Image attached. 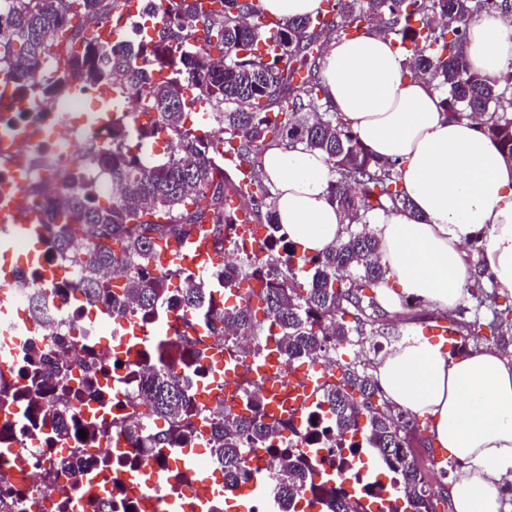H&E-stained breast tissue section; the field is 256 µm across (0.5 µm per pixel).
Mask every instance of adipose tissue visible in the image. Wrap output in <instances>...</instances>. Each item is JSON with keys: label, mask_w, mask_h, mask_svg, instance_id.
I'll use <instances>...</instances> for the list:
<instances>
[{"label": "adipose tissue", "mask_w": 512, "mask_h": 512, "mask_svg": "<svg viewBox=\"0 0 512 512\" xmlns=\"http://www.w3.org/2000/svg\"><path fill=\"white\" fill-rule=\"evenodd\" d=\"M471 70L512 74V19L486 14L469 28ZM331 106L360 141L392 164L411 206L375 212L386 275L376 299L452 312L464 306L474 270L466 249L483 248L488 277L512 292V160L472 119L449 120L441 96L411 76L407 56L380 35L332 39L321 59ZM260 176L275 193L276 218L304 253L342 236L344 213L329 199L326 155L287 142L268 148ZM372 377L395 408L426 419L438 446L462 465L449 494L453 512H506L503 478L512 473V359L496 347L451 357L442 343L407 336L376 362Z\"/></svg>", "instance_id": "1"}]
</instances>
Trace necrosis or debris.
I'll return each mask as SVG.
<instances>
[{
    "mask_svg": "<svg viewBox=\"0 0 512 512\" xmlns=\"http://www.w3.org/2000/svg\"><path fill=\"white\" fill-rule=\"evenodd\" d=\"M28 95L17 92L0 99V186L12 185L18 210H25L31 187L48 192L64 189L66 176L74 171L85 178H99L93 155L107 140L103 127L87 128L85 116L62 114L60 97L41 99L38 108H29ZM24 181H17V174ZM83 258L73 255L59 258L51 249H43L38 260H16L14 270L26 280V287H6L13 305L23 314L21 321L0 324V391L13 395L10 406H0V498L10 501V512H98L94 491L77 473L79 453L99 457L105 463L100 473L112 492L114 512H144L142 502L151 471L165 473L168 480L155 496L156 512H169L173 503H186L198 496L206 498V512H225L228 493L255 488L248 512H297L283 505L275 487L276 461L265 449L246 452L245 474L236 486L226 488L224 466L207 451L210 430L204 425L208 412L224 407L233 412L266 401L267 387L287 391L296 380L289 365L279 372L257 378L255 370L238 367L232 380L216 378L215 336H206L211 347L207 358L183 369L178 355L165 356L164 362L189 386L193 418L198 430L183 443L169 448H153L149 441L154 423L145 416L142 396L143 371L150 360L143 348H158L161 341H172L173 327L183 325L190 314L185 308L166 301L152 322L141 320L133 310L123 315L112 313L105 305L84 308L71 302L61 285H75ZM42 295L50 314L46 321L32 318L29 307L33 295ZM139 332V350L124 345L129 329ZM72 344L67 356L79 365L86 353H94L106 369L112 411L121 415L119 424L92 441H54L51 427L34 423L23 411L20 367L29 349L39 346L56 353L61 337ZM292 421L284 431V447L302 451L311 484H321L323 476H343L345 489L360 488L368 497L385 496L387 483H376L361 448L331 445L325 415L317 404L302 410L288 409L279 416L265 415V422ZM207 471L213 478L210 488L199 485L197 474Z\"/></svg>",
    "mask_w": 512,
    "mask_h": 512,
    "instance_id": "obj_1",
    "label": "necrosis or debris"
}]
</instances>
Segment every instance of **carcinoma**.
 I'll list each match as a JSON object with an SVG mask.
<instances>
[{"label": "carcinoma", "instance_id": "carcinoma-1", "mask_svg": "<svg viewBox=\"0 0 512 512\" xmlns=\"http://www.w3.org/2000/svg\"><path fill=\"white\" fill-rule=\"evenodd\" d=\"M165 2L159 14L154 8L146 11L159 26L155 36H148L142 24L137 44L114 48L85 37V31L121 18L118 0H0L6 13L0 20V65H9L6 74L16 90L50 96L73 84L110 89L123 81L140 93L141 109L155 114L150 134L168 136L170 160H146L124 112L125 97L112 99L102 108L112 112L105 123L110 144L96 156L97 167L112 177V197L99 194L95 181L78 171L70 177L69 191L52 195L35 189L30 194V209L53 229L55 249L86 254L84 273L72 292L88 306L105 304L118 315L135 308L145 318L163 296L175 293L192 312L175 342L185 351L182 361L188 366L204 357L191 350V332L200 326L224 337L226 347L234 345L232 333L271 336L290 364L337 368L341 378L323 389L319 406L327 408L337 440L367 448L387 468L394 492L375 500L377 512H430L422 477L405 457L411 448L409 422L383 398V410L365 408L380 392L373 377L357 367L354 347L364 342L351 340L376 323V299L365 289L385 275L377 258L379 242L367 231L369 214L407 208L409 199L392 166L374 157L344 116L322 102L321 49L332 35L349 29L400 39L410 73L444 90L448 119L485 117L482 133L512 157V86L472 71L464 53L469 26L484 14L511 16L512 0H333L330 9L313 18L281 19L274 29L265 24L255 0H212L217 8L207 11L197 0ZM75 3L83 8L85 21L78 30L68 18ZM65 32L83 41V51L69 60L56 83L41 88L34 84V72L55 58L58 35ZM155 68L168 70L166 80H153ZM188 88L197 93L187 94ZM202 102L211 108L209 119L222 127L224 152L233 155L235 174L240 167L249 169L257 191L240 189L239 179L213 162L211 136L198 128L196 105ZM284 140L327 155L333 173L330 200L349 219L343 235L314 255L298 252L288 240L275 220V196L259 179L265 148ZM236 193L240 201L254 203L248 209L251 218L266 225L268 254L243 271L224 267V295L236 297L235 303L216 301L204 279L182 278L179 286L169 288L168 277L154 275L158 243L184 241L199 231L224 249L225 241L237 237L239 212L245 210L228 204ZM309 264L313 269L304 285L297 272ZM486 327L494 338L508 334L512 304L496 309ZM343 343L353 348L354 360L332 356ZM102 373L103 367L87 354L73 388L68 384L72 368L64 357L32 349L26 358L27 413L51 422L58 439L82 430L91 439L102 435L112 425V406L101 407L102 414L81 424L68 415L70 396L102 394ZM143 395L149 417L165 422L153 433L154 447L191 436L192 424L183 421L188 395L163 362L144 375ZM212 415L208 447L224 463L225 484L237 481L248 449L266 447L278 460L280 496L299 500L311 490L324 500L327 512H368L356 487L349 493L308 484L296 455L275 444L278 427L255 413L246 417L215 409Z\"/></svg>", "mask_w": 512, "mask_h": 512}]
</instances>
